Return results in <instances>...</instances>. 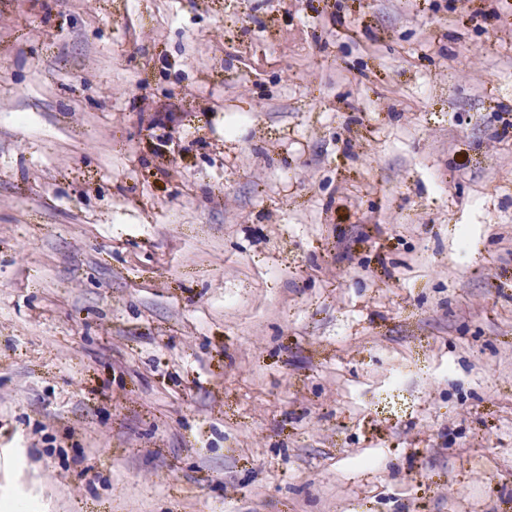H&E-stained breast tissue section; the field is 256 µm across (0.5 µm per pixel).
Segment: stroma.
Listing matches in <instances>:
<instances>
[{
	"instance_id": "1",
	"label": "stroma",
	"mask_w": 512,
	"mask_h": 512,
	"mask_svg": "<svg viewBox=\"0 0 512 512\" xmlns=\"http://www.w3.org/2000/svg\"><path fill=\"white\" fill-rule=\"evenodd\" d=\"M512 512V0H0V501Z\"/></svg>"
}]
</instances>
